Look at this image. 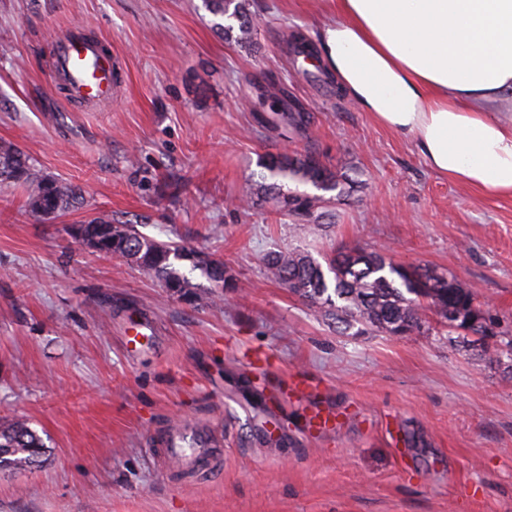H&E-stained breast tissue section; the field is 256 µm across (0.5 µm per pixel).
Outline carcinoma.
Instances as JSON below:
<instances>
[{
	"mask_svg": "<svg viewBox=\"0 0 512 512\" xmlns=\"http://www.w3.org/2000/svg\"><path fill=\"white\" fill-rule=\"evenodd\" d=\"M216 15L235 20L227 24L224 35L239 31L236 40L248 42L254 22L245 11L244 0H205ZM274 179L310 183L326 191L344 195L337 172L315 151L303 154L270 153L262 162ZM0 181L21 184L27 191L30 210L39 215L66 211L78 204L75 186L37 174L19 149L10 142H0ZM266 191L275 196L278 209L302 220L320 208L321 199L307 194L281 192L272 183ZM75 239L104 254L120 255L157 278L173 294L191 295L194 284L181 272L180 264L188 262L215 283L228 284L224 263L203 257L186 244L166 245L138 232L131 224H114L104 215L73 228ZM269 275L289 291L341 327L358 331L372 330L393 336L419 331L427 316L446 317L451 308L473 306L484 310L474 292L453 276L429 269L405 270L388 261L382 254L353 248L337 253L322 266L306 252L279 251L266 258ZM478 355L490 353L512 356V338L495 345H476ZM44 445L28 422L17 418L0 426V468L16 471L33 468L43 453Z\"/></svg>",
	"mask_w": 512,
	"mask_h": 512,
	"instance_id": "1",
	"label": "carcinoma"
}]
</instances>
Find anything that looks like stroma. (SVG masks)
I'll list each match as a JSON object with an SVG mask.
<instances>
[{
    "mask_svg": "<svg viewBox=\"0 0 512 512\" xmlns=\"http://www.w3.org/2000/svg\"><path fill=\"white\" fill-rule=\"evenodd\" d=\"M251 43L225 37L203 0H0V141L79 204L38 216L0 184V424L26 419L45 452L0 469V512H512V373L437 320L408 336L337 328L269 278L265 258L342 246L450 274L512 331V197L430 168L347 98L324 68L293 62L315 40L319 0H248ZM119 61L109 105L69 111L50 82L61 32ZM297 104L309 120H280ZM319 153L346 175L319 218L264 193L270 152ZM112 216L223 261L232 287L190 272L192 300L71 237ZM156 343L127 351L140 317ZM267 350L266 364L247 351ZM305 373L345 418L313 437L305 408L269 379ZM224 435L222 472L180 486L149 451L181 418Z\"/></svg>",
    "mask_w": 512,
    "mask_h": 512,
    "instance_id": "35a3bbf8",
    "label": "stroma"
}]
</instances>
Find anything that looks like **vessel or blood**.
<instances>
[{
	"instance_id": "b4317fda",
	"label": "vessel or blood",
	"mask_w": 512,
	"mask_h": 512,
	"mask_svg": "<svg viewBox=\"0 0 512 512\" xmlns=\"http://www.w3.org/2000/svg\"><path fill=\"white\" fill-rule=\"evenodd\" d=\"M54 48L51 80L67 83L77 102L100 105L111 101L116 60L102 54L97 43L68 33L56 39ZM278 388L285 397L309 407V427L321 433L336 428L335 412L317 402L315 388L305 375L279 380ZM153 454L165 468L178 469L179 473L201 481L223 467L224 440L186 420L170 426L154 439Z\"/></svg>"
}]
</instances>
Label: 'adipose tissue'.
Wrapping results in <instances>:
<instances>
[{
	"label": "adipose tissue",
	"mask_w": 512,
	"mask_h": 512,
	"mask_svg": "<svg viewBox=\"0 0 512 512\" xmlns=\"http://www.w3.org/2000/svg\"><path fill=\"white\" fill-rule=\"evenodd\" d=\"M320 63L437 173L512 196V0H328Z\"/></svg>",
	"instance_id": "1"
}]
</instances>
